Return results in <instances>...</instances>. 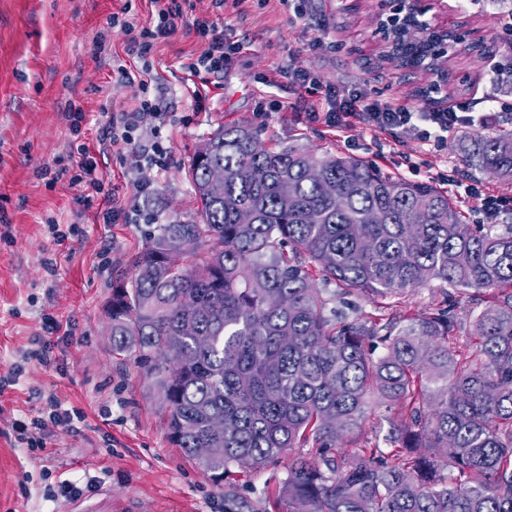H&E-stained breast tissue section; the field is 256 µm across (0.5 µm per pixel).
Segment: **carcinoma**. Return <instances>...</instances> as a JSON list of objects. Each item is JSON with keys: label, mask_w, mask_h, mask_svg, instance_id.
Segmentation results:
<instances>
[{"label": "carcinoma", "mask_w": 512, "mask_h": 512, "mask_svg": "<svg viewBox=\"0 0 512 512\" xmlns=\"http://www.w3.org/2000/svg\"><path fill=\"white\" fill-rule=\"evenodd\" d=\"M257 139L239 124L206 140L191 166L203 223L149 230L107 307L112 350L157 389L173 445L215 484L302 449L277 512H512V225L465 224L431 183ZM468 166L512 184V131L476 135ZM176 245L190 267L167 262ZM433 280L484 295L461 350L453 303L384 323L332 306ZM373 405L392 412L389 451L342 455Z\"/></svg>", "instance_id": "obj_1"}]
</instances>
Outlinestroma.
Returning a JSON list of instances; mask_svg holds the SVG:
<instances>
[{
	"mask_svg": "<svg viewBox=\"0 0 512 512\" xmlns=\"http://www.w3.org/2000/svg\"><path fill=\"white\" fill-rule=\"evenodd\" d=\"M131 3L141 22L151 16L149 0H0V512H63L65 500L46 495L48 482L78 478L94 481L86 499L111 492L116 503L136 512H275L274 492L288 475L287 462L241 472L216 487L167 437L156 390L133 359L112 352V326L105 307L112 284L129 272L141 249L144 224H105L101 199L77 203L79 186L69 173L76 144L95 145L102 112L130 103L131 88L112 83L115 57L125 54L126 37L106 20ZM380 0H305V14L270 0H239L223 15L240 41V53L224 67L220 88L209 91L198 112L184 89L180 60L198 52L194 34L181 31L160 42L153 56L162 86V129L172 151L170 167L141 173L100 164L112 182L150 180L147 209L164 224L201 223V205L192 188L190 165L205 139L218 129L245 123L263 145L297 146L322 155L344 154L379 166L383 172L447 188L449 178L482 181L492 193H512V184L482 179L466 159L473 133L491 134L512 125V83L497 69L496 54L486 60L462 55L450 64L453 82L446 106L465 105L480 116L475 127L459 129L435 147L404 134L395 144L384 133L356 130L352 135L292 112H275L273 100L288 96L278 84L288 61L306 69L322 85L351 88L368 82L384 100L419 106L413 94L429 82L419 73L403 77L384 61L377 45ZM512 0H464L448 22L464 21L477 36L500 47L512 44L505 28ZM104 37L105 51L95 47ZM318 49H309L313 39ZM82 108V135L68 114ZM59 172L54 184L37 177L42 168ZM78 224L81 239L55 241L50 222ZM54 256L57 274L42 267ZM60 331L46 333L43 315ZM49 335L56 366L31 359L34 337ZM19 379H12L15 367ZM82 413L79 431L51 427L43 450L27 452L16 440L18 426L45 409L48 398ZM109 419H102V410Z\"/></svg>",
	"mask_w": 512,
	"mask_h": 512,
	"instance_id": "35a3bbf8",
	"label": "stroma"
}]
</instances>
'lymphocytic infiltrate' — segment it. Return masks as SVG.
<instances>
[{
    "label": "lymphocytic infiltrate",
    "mask_w": 512,
    "mask_h": 512,
    "mask_svg": "<svg viewBox=\"0 0 512 512\" xmlns=\"http://www.w3.org/2000/svg\"><path fill=\"white\" fill-rule=\"evenodd\" d=\"M153 11L148 23H138L129 8L112 13L107 24L121 29L128 37L127 53L138 59L137 68L121 65L117 68V84L133 88L132 102L106 113L99 127V147L90 149L79 145L75 161L74 183L85 189L101 193L108 208L103 221L112 224L118 221L136 224L140 221L158 223L154 214H145L140 201L151 192L150 182L138 180L131 184V199L128 206H116L118 185L108 184L101 169L98 156L110 152L120 165L136 169L166 171L171 162V150L162 138L161 114L152 98L158 89V81L150 61L157 45L175 36L179 30H192L200 45L197 54L183 63L182 70L189 77L199 79L201 84L224 73V63L230 54L236 53L240 44L232 40L228 26L218 24L206 15H196L194 0H151ZM288 85L289 96L272 103L276 112L294 111L303 114L309 122H321L332 128H354L387 133L411 131L423 142L442 146L449 132L474 124L475 118L455 108L413 110L389 101L372 98L366 88L341 89L317 83L310 72L286 65L279 71ZM81 413L54 407L50 416L34 417L29 427L17 434L30 451L44 447L43 434L48 425L75 428L82 422Z\"/></svg>",
    "instance_id": "f902f5d3"
}]
</instances>
